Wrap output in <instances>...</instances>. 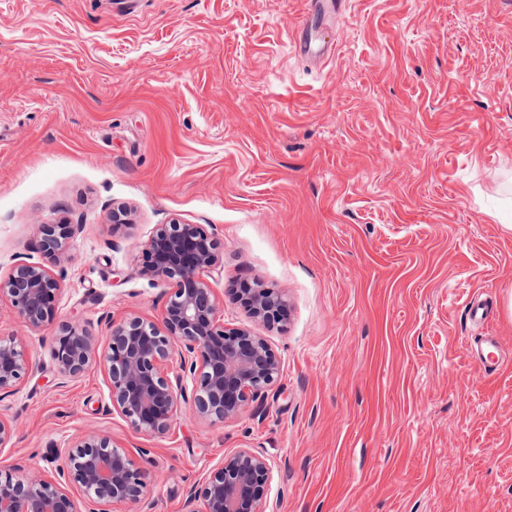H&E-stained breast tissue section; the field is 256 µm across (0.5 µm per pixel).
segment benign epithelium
<instances>
[{
	"instance_id": "1",
	"label": "benign epithelium",
	"mask_w": 512,
	"mask_h": 512,
	"mask_svg": "<svg viewBox=\"0 0 512 512\" xmlns=\"http://www.w3.org/2000/svg\"><path fill=\"white\" fill-rule=\"evenodd\" d=\"M39 229L42 250L59 257L75 225ZM144 254L142 274L172 289L160 322L139 316L114 321L103 342L78 321L55 323L62 284L41 266L21 264L0 278V298L10 300L28 328L57 324L51 358L59 377L74 379L102 366L112 410L140 433H167L185 408L211 423L240 416L276 383L280 363L265 337L248 327L224 326V299L206 279L223 261L224 244L198 224L174 222L156 225ZM235 295L253 319L270 325L284 320L280 291L254 282L242 284ZM176 346L180 372L172 375ZM28 369L20 339L0 337V393L15 391ZM52 454L61 461L54 478L38 471L18 478L0 470V512H108L111 504L144 499V468L107 435L86 432ZM271 472L268 459L251 449L226 454L190 490L186 512H265Z\"/></svg>"
}]
</instances>
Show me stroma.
<instances>
[{
  "mask_svg": "<svg viewBox=\"0 0 512 512\" xmlns=\"http://www.w3.org/2000/svg\"><path fill=\"white\" fill-rule=\"evenodd\" d=\"M137 3L0 0V277L45 267L58 320L104 337L160 316L155 226L202 225L225 324L266 336L279 378L238 418L144 435L102 368L61 379L54 327L2 299L30 368L0 396V469L54 476L51 449L94 430L146 470L145 502L111 512H185L240 448L272 465L266 512H512V0H348L313 64L306 0ZM62 222L57 260L39 227ZM254 279L285 292L284 327L236 302ZM488 333L494 372L467 351ZM308 12L298 24V38L296 40V50L302 57L312 61L321 60L335 51L334 43L324 39L315 38L312 35L311 22L314 15L329 11L340 14L347 3L346 0H331L323 2L320 0H310Z\"/></svg>",
  "mask_w": 512,
  "mask_h": 512,
  "instance_id": "obj_1",
  "label": "stroma"
}]
</instances>
